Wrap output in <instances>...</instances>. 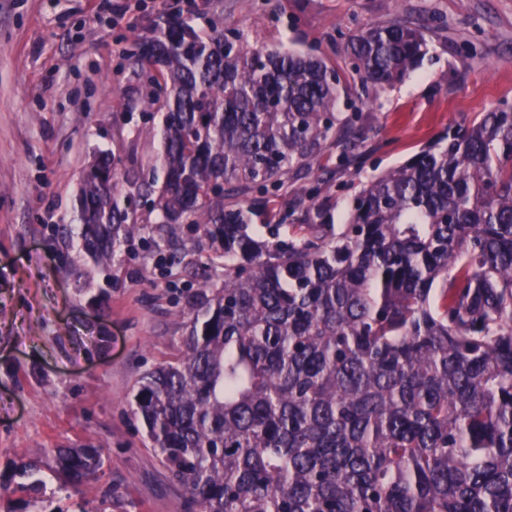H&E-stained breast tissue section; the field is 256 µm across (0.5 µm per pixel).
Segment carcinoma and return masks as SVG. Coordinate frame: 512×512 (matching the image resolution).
Returning <instances> with one entry per match:
<instances>
[{
	"instance_id": "cac0c4a2",
	"label": "carcinoma",
	"mask_w": 512,
	"mask_h": 512,
	"mask_svg": "<svg viewBox=\"0 0 512 512\" xmlns=\"http://www.w3.org/2000/svg\"><path fill=\"white\" fill-rule=\"evenodd\" d=\"M399 16L344 54L365 87L429 53ZM162 102L163 149L122 175L107 155L81 188L82 246L107 267L150 244L128 196L224 260V283L174 315L182 350L143 371L131 409L191 512H512V106L480 112L359 183L347 220L283 234L256 195L357 133L336 66L251 48L184 18L139 44ZM164 181L156 188L155 170ZM59 478L99 479L93 448H57ZM36 462L25 512H45Z\"/></svg>"
}]
</instances>
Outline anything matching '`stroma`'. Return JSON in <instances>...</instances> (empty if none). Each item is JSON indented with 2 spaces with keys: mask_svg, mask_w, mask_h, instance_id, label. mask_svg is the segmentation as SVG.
<instances>
[{
  "mask_svg": "<svg viewBox=\"0 0 512 512\" xmlns=\"http://www.w3.org/2000/svg\"><path fill=\"white\" fill-rule=\"evenodd\" d=\"M192 24L239 32L244 44L313 50L340 63L349 34L393 16L424 25L431 51L409 78L383 93L349 76L342 112L363 115V141L347 164L331 149L311 174L290 177L252 217L315 215L299 188L319 176L335 224L352 184L401 164L448 127L512 105V0H204ZM113 0H0V512L27 499L16 468L54 448L92 445L96 483L61 487L44 466L46 512H186L130 413L136 378L178 354L173 313L191 293L218 286L223 266L160 276L147 252L106 268L84 260L77 239L51 232L81 222L77 196L89 161L118 171L146 164L159 136H143L151 86L130 64L135 42L156 34L163 10L149 0L113 24ZM85 283H78L75 265Z\"/></svg>",
  "mask_w": 512,
  "mask_h": 512,
  "instance_id": "obj_1",
  "label": "stroma"
}]
</instances>
